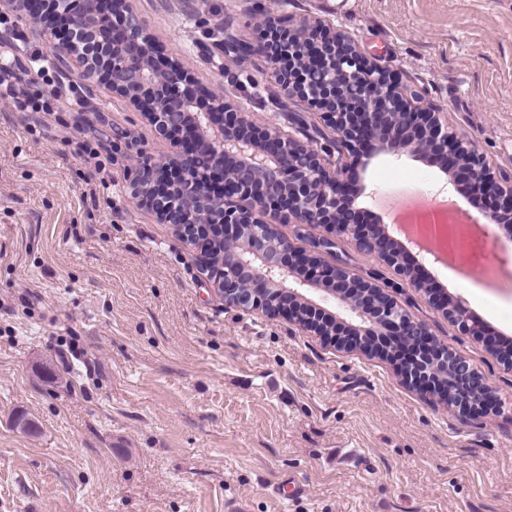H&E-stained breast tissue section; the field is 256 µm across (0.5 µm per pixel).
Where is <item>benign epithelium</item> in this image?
Masks as SVG:
<instances>
[{
    "mask_svg": "<svg viewBox=\"0 0 512 512\" xmlns=\"http://www.w3.org/2000/svg\"><path fill=\"white\" fill-rule=\"evenodd\" d=\"M48 0H20L24 11L46 21ZM253 42L224 39V55L259 56L286 99L320 111L333 137L321 146L285 134L280 126L238 110L195 83L189 65L156 46L130 0H80L67 13L62 55L86 67L98 81L141 112L158 133L180 144L173 156L136 157L130 194L203 258L224 304L283 318L313 336L363 353L366 343L397 361L409 385L437 399L448 386L449 405L462 417L497 408L487 376L439 342L385 288L326 260L334 236L355 242L403 276L466 334L483 336V325L465 302L424 275L384 225L370 222L358 206L363 189L348 178L362 159L404 156L436 166L459 193L488 197L487 219L512 217V180L497 178L472 144L448 129L440 113L397 77L367 62L353 42L319 26L285 30L272 11L263 14ZM91 32L108 49L89 60L77 40ZM290 224L323 227L328 236L311 247L295 245L279 230ZM224 240V262L209 263L214 239Z\"/></svg>",
    "mask_w": 512,
    "mask_h": 512,
    "instance_id": "7a95c632",
    "label": "benign epithelium"
}]
</instances>
